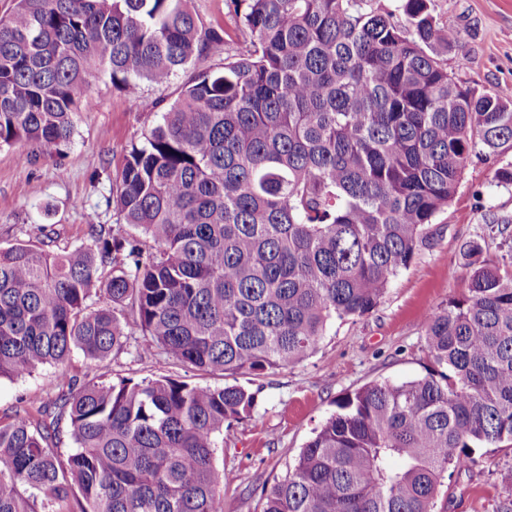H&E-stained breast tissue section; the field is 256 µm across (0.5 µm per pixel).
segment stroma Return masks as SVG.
<instances>
[{"label": "stroma", "mask_w": 512, "mask_h": 512, "mask_svg": "<svg viewBox=\"0 0 512 512\" xmlns=\"http://www.w3.org/2000/svg\"><path fill=\"white\" fill-rule=\"evenodd\" d=\"M189 7L205 26L222 28L228 43L238 42L236 19L224 0H190ZM432 14L466 39L464 60L446 57L456 81L479 92L512 87V0H433ZM219 61L216 55L196 58L169 84L143 85L139 103L114 88L109 76H101L91 106L74 116L67 146L49 150L19 142L0 147V245L20 242L61 252L89 244L91 213L99 223L130 234L131 226L116 224L106 204L123 156L193 73ZM22 155L28 158L23 165L18 162ZM491 211L512 212V187L496 185L488 165L472 163L437 219L435 247L394 279L375 310L332 322L311 356L250 381L258 408L225 434L224 453L216 458L224 473V512H257L260 490L285 474L301 447L335 412L341 395L375 380L400 383L424 375L422 318L465 292V241L484 238L485 255L497 253V241L484 237V216ZM180 372L158 356L123 352L94 362L77 351L65 368L47 365L17 379H0V417L13 414L24 399L55 400L67 392L72 378L114 381ZM511 475V451L487 454L481 466L448 478L447 512H495Z\"/></svg>", "instance_id": "obj_1"}]
</instances>
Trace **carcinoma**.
<instances>
[{
    "mask_svg": "<svg viewBox=\"0 0 512 512\" xmlns=\"http://www.w3.org/2000/svg\"><path fill=\"white\" fill-rule=\"evenodd\" d=\"M241 40L206 28L188 0H15L0 19V146L71 141L103 73L131 95L178 101L124 156L116 223L52 254L0 245V378L91 361L140 335L171 364L220 373L86 382L0 422V512H224V429L252 416L237 383L308 357L327 323L379 306L433 248L466 166L512 186V96L459 84L443 63L466 41L431 0H230ZM486 223L501 253L462 246L467 292L424 324L426 374L371 381L260 512H446L448 476L484 448L512 451V213ZM67 417L72 450L50 446Z\"/></svg>",
    "mask_w": 512,
    "mask_h": 512,
    "instance_id": "carcinoma-1",
    "label": "carcinoma"
}]
</instances>
